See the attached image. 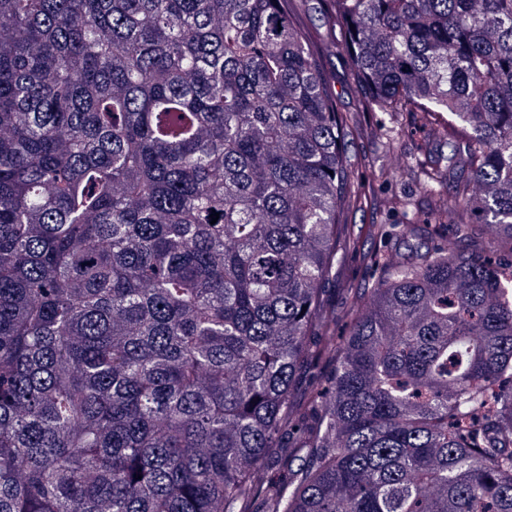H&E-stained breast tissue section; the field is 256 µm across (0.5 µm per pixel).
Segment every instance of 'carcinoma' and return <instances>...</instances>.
I'll return each instance as SVG.
<instances>
[{"instance_id":"obj_1","label":"carcinoma","mask_w":512,"mask_h":512,"mask_svg":"<svg viewBox=\"0 0 512 512\" xmlns=\"http://www.w3.org/2000/svg\"><path fill=\"white\" fill-rule=\"evenodd\" d=\"M332 9L375 111L460 130L407 170L465 245L313 348L348 126L286 0H0V512H512V0ZM334 365L324 360L313 361L304 366L298 375L294 391L297 397L307 398L311 394V388L317 379L326 382L331 379ZM305 460L306 454L304 451L297 452L288 459L282 448H274L266 460L267 475L274 481L283 480L293 470L298 469Z\"/></svg>"}]
</instances>
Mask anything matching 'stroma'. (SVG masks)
<instances>
[{"label": "stroma", "mask_w": 512, "mask_h": 512, "mask_svg": "<svg viewBox=\"0 0 512 512\" xmlns=\"http://www.w3.org/2000/svg\"><path fill=\"white\" fill-rule=\"evenodd\" d=\"M288 13L301 30L308 47L318 53L325 80L337 111L350 119L346 152L351 161V191L342 204V262L322 284L326 309L337 341H344L357 293L371 287L382 274L391 251L408 252L413 240L394 235L386 240L372 233L375 224H424L431 218L418 181L409 179L403 166L418 158L431 131L421 113H402L389 121L382 112L365 107V93L354 78L349 57L341 51L343 29L328 9L326 0H289ZM399 129L398 156L384 155L382 140L390 124ZM389 167V182L377 180L379 167ZM419 200L418 208L403 211L404 199Z\"/></svg>", "instance_id": "stroma-1"}]
</instances>
